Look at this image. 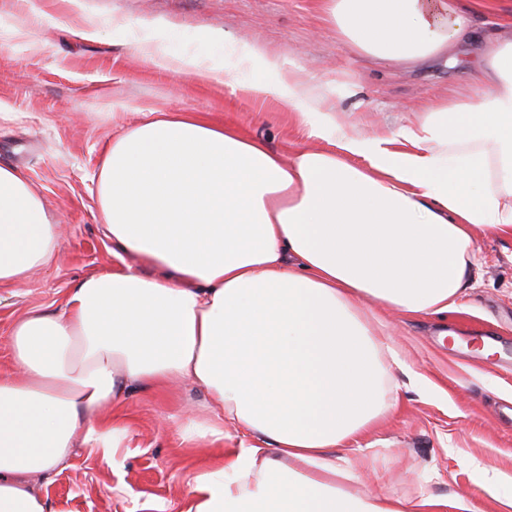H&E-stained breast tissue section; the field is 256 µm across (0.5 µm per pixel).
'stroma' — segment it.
Listing matches in <instances>:
<instances>
[{
	"label": "stroma",
	"instance_id": "obj_1",
	"mask_svg": "<svg viewBox=\"0 0 512 512\" xmlns=\"http://www.w3.org/2000/svg\"><path fill=\"white\" fill-rule=\"evenodd\" d=\"M0 164L20 168L61 234L51 262L0 287V375L12 369L10 333L33 309L55 312L80 279L120 267L103 233L97 178L113 136L149 112H195L231 123L272 150L320 149L288 108L231 91L223 77L179 75L146 62L136 41L166 29L169 54L219 58L225 41L256 40L286 68L304 70L344 121L365 132L414 124L437 100L460 98L476 78L493 18L474 15L477 40L452 65L382 67L339 42L319 0H0ZM96 39L81 37L87 25ZM469 286L456 308L408 316L368 299V322L388 330L399 364L386 389L393 414L350 441L347 490L407 503L465 495L477 512H512V239L478 231ZM203 389L131 388L120 409L131 426L115 458L85 445L41 488L55 512H183L196 473L240 435L191 441L181 414L207 412Z\"/></svg>",
	"mask_w": 512,
	"mask_h": 512
}]
</instances>
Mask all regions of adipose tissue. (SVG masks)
Returning a JSON list of instances; mask_svg holds the SVG:
<instances>
[{
  "mask_svg": "<svg viewBox=\"0 0 512 512\" xmlns=\"http://www.w3.org/2000/svg\"><path fill=\"white\" fill-rule=\"evenodd\" d=\"M338 39L373 60L451 61L470 15L503 34L470 95L430 104L397 132L365 135L314 97L308 79L257 41L224 57L167 55L166 33L139 54L183 75L293 109L324 142L284 159L261 140L194 114H152L113 137L99 173L103 231L141 268L79 280L62 310L11 331L0 376V512H50L37 487L78 445L111 451L130 427L117 410L134 385L189 381L209 421L186 436L238 448L194 478L185 512H433L358 498L336 451L387 418L390 349L359 309L370 297L410 315L448 312L467 288L474 232L512 234V0H321ZM61 245L43 198L0 165V285L23 283Z\"/></svg>",
  "mask_w": 512,
  "mask_h": 512,
  "instance_id": "1",
  "label": "adipose tissue"
}]
</instances>
